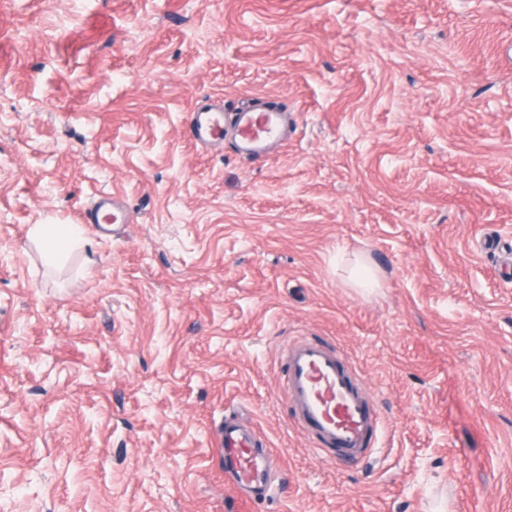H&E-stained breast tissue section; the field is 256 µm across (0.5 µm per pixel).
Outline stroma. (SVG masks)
Returning a JSON list of instances; mask_svg holds the SVG:
<instances>
[{"mask_svg": "<svg viewBox=\"0 0 512 512\" xmlns=\"http://www.w3.org/2000/svg\"><path fill=\"white\" fill-rule=\"evenodd\" d=\"M210 101L287 142L196 144ZM297 336L364 376L370 455L310 447ZM0 512H512V0H0ZM30 232L47 243L44 260L48 264L55 263L66 248L82 240L79 224H35ZM260 435L248 430L235 419L224 416V424L215 432L213 444L222 450L224 465L238 487L270 488V462L257 448Z\"/></svg>", "mask_w": 512, "mask_h": 512, "instance_id": "stroma-1", "label": "stroma"}]
</instances>
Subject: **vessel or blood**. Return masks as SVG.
I'll use <instances>...</instances> for the list:
<instances>
[{
  "mask_svg": "<svg viewBox=\"0 0 512 512\" xmlns=\"http://www.w3.org/2000/svg\"><path fill=\"white\" fill-rule=\"evenodd\" d=\"M230 127L235 130L238 152L252 159L262 157L282 137L281 115L273 111L245 107L230 117L223 110L205 108L191 115V135L203 146ZM283 355L286 390L314 447L345 460L364 456L372 446L379 418L342 356L333 347L304 337L290 340ZM259 438L256 430L230 417L214 435L213 444L221 449L239 487H270V462L257 448Z\"/></svg>",
  "mask_w": 512,
  "mask_h": 512,
  "instance_id": "vessel-or-blood-1",
  "label": "vessel or blood"
}]
</instances>
